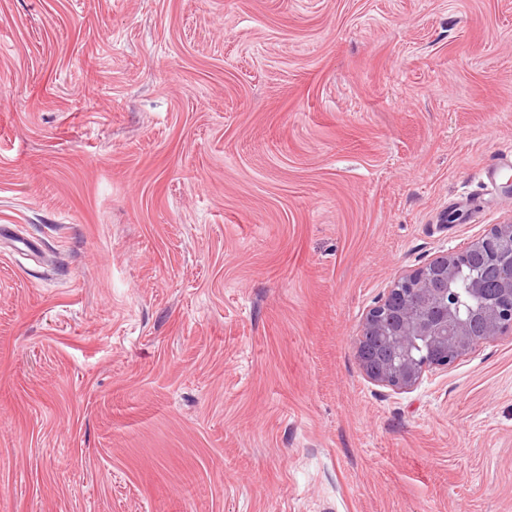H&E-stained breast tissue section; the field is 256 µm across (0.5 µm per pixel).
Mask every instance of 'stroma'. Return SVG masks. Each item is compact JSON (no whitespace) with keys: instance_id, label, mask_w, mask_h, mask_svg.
I'll return each instance as SVG.
<instances>
[{"instance_id":"obj_1","label":"stroma","mask_w":512,"mask_h":512,"mask_svg":"<svg viewBox=\"0 0 512 512\" xmlns=\"http://www.w3.org/2000/svg\"><path fill=\"white\" fill-rule=\"evenodd\" d=\"M509 102L512 0H0V512H512V332L356 355Z\"/></svg>"}]
</instances>
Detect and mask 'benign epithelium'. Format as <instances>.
<instances>
[{
    "label": "benign epithelium",
    "mask_w": 512,
    "mask_h": 512,
    "mask_svg": "<svg viewBox=\"0 0 512 512\" xmlns=\"http://www.w3.org/2000/svg\"><path fill=\"white\" fill-rule=\"evenodd\" d=\"M476 252L498 270L503 300L482 301L483 332L474 337L470 318L462 317L451 284ZM512 330V224H495L465 252L438 256L412 274L394 281L387 295L368 313L356 354L364 362L366 337L389 347L393 363L372 380L397 390H410L428 367L448 368L474 347Z\"/></svg>",
    "instance_id": "1"
}]
</instances>
